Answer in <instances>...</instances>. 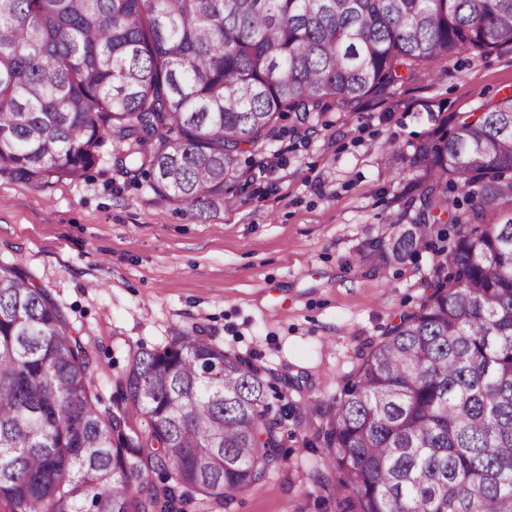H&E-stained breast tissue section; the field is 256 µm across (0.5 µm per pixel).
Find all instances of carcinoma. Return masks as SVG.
I'll return each instance as SVG.
<instances>
[{
    "mask_svg": "<svg viewBox=\"0 0 512 512\" xmlns=\"http://www.w3.org/2000/svg\"><path fill=\"white\" fill-rule=\"evenodd\" d=\"M505 45L512 0H0V175L75 180L111 135L161 200L202 212L285 113L355 112L405 71ZM412 164L420 207L375 248L431 250V292L359 350L321 428L328 487L336 512H512V95ZM93 370L59 304L0 262L7 512H220L285 464L252 358L191 333L135 351L144 438L93 403Z\"/></svg>",
    "mask_w": 512,
    "mask_h": 512,
    "instance_id": "cac0c4a2",
    "label": "carcinoma"
}]
</instances>
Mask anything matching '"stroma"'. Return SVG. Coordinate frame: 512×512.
Returning a JSON list of instances; mask_svg holds the SVG:
<instances>
[{
  "instance_id": "35a3bbf8",
  "label": "stroma",
  "mask_w": 512,
  "mask_h": 512,
  "mask_svg": "<svg viewBox=\"0 0 512 512\" xmlns=\"http://www.w3.org/2000/svg\"><path fill=\"white\" fill-rule=\"evenodd\" d=\"M510 93L512 48L416 71L356 112L328 108L306 127L286 117L241 156L245 177L224 189L233 205L200 217L119 166L109 137L79 180L0 175V261L60 305L94 358L99 409L140 436L148 422L121 398L134 350L188 331L256 357L288 413L286 463L223 512H336L316 427L357 351L419 306L432 267L430 251L394 261L371 244L416 212L415 145Z\"/></svg>"
}]
</instances>
